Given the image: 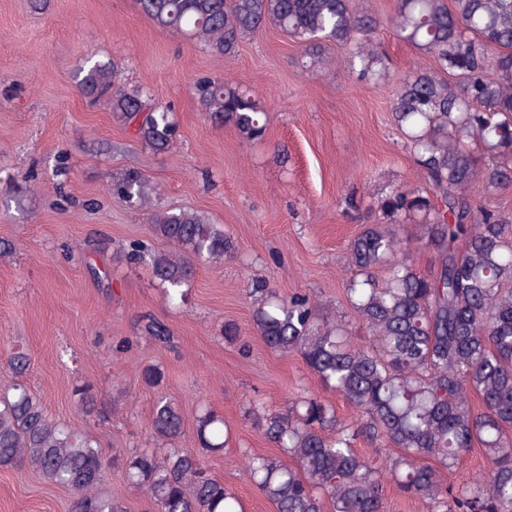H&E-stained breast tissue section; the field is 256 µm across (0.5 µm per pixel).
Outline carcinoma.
Returning <instances> with one entry per match:
<instances>
[{"label":"carcinoma","mask_w":512,"mask_h":512,"mask_svg":"<svg viewBox=\"0 0 512 512\" xmlns=\"http://www.w3.org/2000/svg\"><path fill=\"white\" fill-rule=\"evenodd\" d=\"M155 27L187 35L216 56L274 26L303 50V66L329 75L330 46L367 81L386 80L391 62L383 26L411 45L426 66L393 84L389 111L420 181L392 185L374 198L376 220L347 245L343 283L359 342L348 323L308 293L280 294L263 281L248 292L254 334L272 351L297 356L320 384L356 411L354 423L312 394L282 408L258 399L244 416L276 448L243 453L256 487L276 512H390L388 488L424 512H512V213L497 198L512 190V0H396L384 17L353 0H137ZM118 65L94 64L81 95L110 113L156 153L174 145L177 125L150 91L115 83ZM200 110L254 142L266 134L263 108L229 78L194 86ZM112 192L151 210L156 250L134 240L124 257L147 263L167 301L181 302L202 260L232 258L236 245L195 210L153 209L157 187L131 170ZM434 254L433 270L415 262ZM142 333L170 345L169 327L145 318ZM15 383L0 393V469L27 468L69 489L74 512H125L105 490L99 445L76 422L52 418L24 382L30 358L6 353ZM81 418L101 417L89 387L75 390ZM150 430L164 450L122 459L128 484L156 512H244L224 482L207 473L201 452L227 446L224 419L196 417L197 447L184 434L177 402L159 397ZM361 443L372 450L358 451ZM390 444L399 452L384 457ZM478 448L491 479L448 484L447 473Z\"/></svg>","instance_id":"carcinoma-1"}]
</instances>
